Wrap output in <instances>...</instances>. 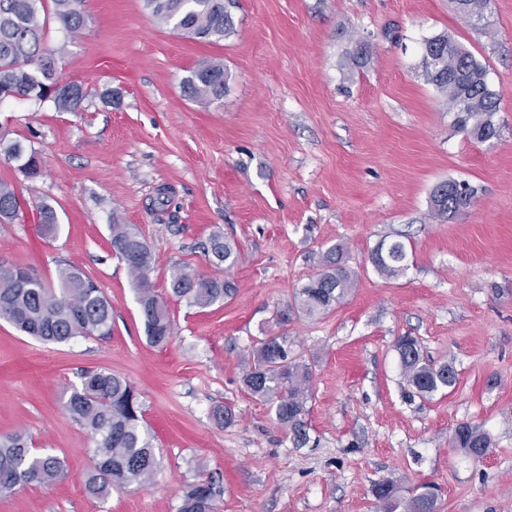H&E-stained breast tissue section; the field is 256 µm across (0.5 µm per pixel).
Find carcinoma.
<instances>
[{
    "label": "carcinoma",
    "mask_w": 512,
    "mask_h": 512,
    "mask_svg": "<svg viewBox=\"0 0 512 512\" xmlns=\"http://www.w3.org/2000/svg\"><path fill=\"white\" fill-rule=\"evenodd\" d=\"M52 3L47 8L46 2ZM85 0H0V99L12 97L49 101L59 112H82L91 91L83 84L65 81L58 72V61L66 44L55 48L45 45L49 11L68 35L85 28ZM465 19H484L490 0H455ZM157 23L174 31L203 40H222L234 28L224 0H145ZM424 76L446 97L448 111L454 113L453 125L469 138L482 142L484 133L496 127L499 94L488 82L486 66L463 45L440 34L424 40L422 46ZM227 75L224 64L203 60L182 81L185 96L194 101L215 102L224 97ZM0 156L19 163L28 176L40 173L36 152L27 151L18 140L0 137ZM464 192H448L437 185L431 193L434 215L446 220L466 211L476 199V191L466 181ZM19 197L11 186L0 182V223H10L19 215ZM38 224L48 235L59 230L55 208L43 202L37 205ZM112 254L128 269L140 306L144 333L155 346L171 339L168 308L153 290L151 274L155 256L139 231L131 224L110 225ZM370 262L383 276L401 275L407 268L408 249L395 240ZM207 253L215 264L233 267L238 260L236 244L216 234ZM343 246L337 244L325 256V268L298 289L294 303L279 312V320L288 314L302 313L318 317L340 303L354 288L355 279L343 262ZM173 296L189 307L208 308L235 292L228 279L204 277L175 268L170 273ZM0 320L44 342L67 344L78 337L105 340L112 336V302L83 271L68 266L59 270L57 284L37 276L28 267L0 266ZM400 375L408 397L428 399L455 385L457 374L446 362L426 359L418 340L408 334L397 338ZM313 370L297 360L285 336H267L243 358L241 381L253 397L272 406L275 419L292 444L301 448L309 442L307 403L312 398ZM72 420L90 434L94 442L95 466L84 475L85 492L92 498H104L112 490L154 480L158 463L148 430L142 424L140 394L125 377L105 368L85 369L79 385L64 402ZM451 445L474 460L484 458L492 447L490 435L479 425L462 422L453 430ZM66 476L61 459L34 450L22 432L0 435V496L10 495L31 484H52ZM220 493L215 481L201 478L183 491L177 512H215ZM382 512H440L439 494L431 483L399 493L394 484L375 486Z\"/></svg>",
    "instance_id": "1"
}]
</instances>
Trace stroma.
Listing matches in <instances>:
<instances>
[{"instance_id":"obj_1","label":"stroma","mask_w":512,"mask_h":512,"mask_svg":"<svg viewBox=\"0 0 512 512\" xmlns=\"http://www.w3.org/2000/svg\"><path fill=\"white\" fill-rule=\"evenodd\" d=\"M235 31L201 41L158 25L144 0H85L60 71L91 91L81 112L0 100V136L42 160L31 178L0 158V181L22 202L0 224V265L21 263L55 282L59 265L92 278L112 302V335L49 344L0 321V433L21 431L60 457L67 476L0 497V512H177L200 476L221 490L217 512H377L376 484L439 488L442 512H512V0L486 20L454 0H224ZM440 33L485 65L499 93L494 143L452 126L423 76L422 41ZM369 59H353L358 47ZM223 62L224 98L189 100L182 80ZM111 99H104V92ZM468 181L473 207L441 221L440 182ZM172 191L162 203L158 191ZM51 204L56 237L40 235ZM137 225L151 247L156 295L172 340L149 343L128 270L112 253L113 221ZM230 237L239 256L215 266L206 245ZM409 251L403 275H380L381 239ZM344 244L356 286L327 314L276 313ZM234 282L231 298L187 307L172 267ZM418 337L451 363L457 382L429 399L404 394L394 343ZM286 336L311 364L309 442L293 447L268 404L247 393L241 360L257 340ZM107 368L141 394L158 472L103 499L85 494L93 442L63 405L84 368ZM230 406L220 426L211 412ZM493 442L481 460L453 448L462 422Z\"/></svg>"}]
</instances>
